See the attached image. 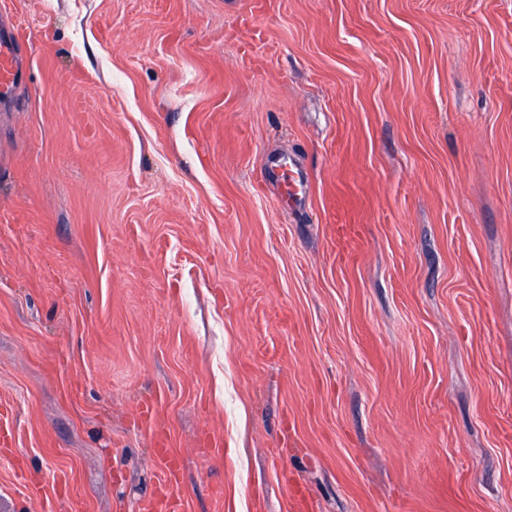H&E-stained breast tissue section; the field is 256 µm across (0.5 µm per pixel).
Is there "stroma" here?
<instances>
[{"label":"stroma","instance_id":"obj_1","mask_svg":"<svg viewBox=\"0 0 512 512\" xmlns=\"http://www.w3.org/2000/svg\"><path fill=\"white\" fill-rule=\"evenodd\" d=\"M1 24L0 512H512V0ZM15 35L12 31L2 32L0 36V85L14 81L20 71L14 51Z\"/></svg>","mask_w":512,"mask_h":512}]
</instances>
